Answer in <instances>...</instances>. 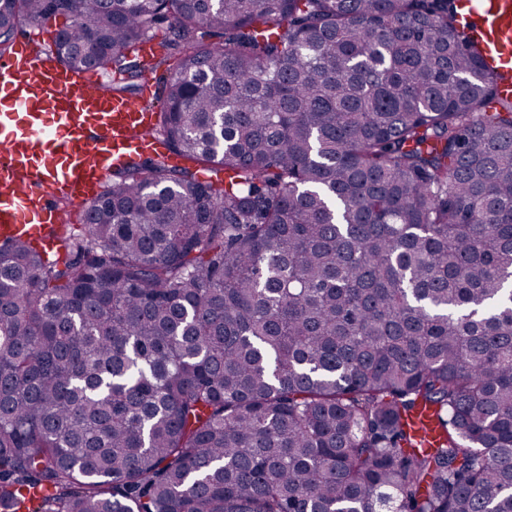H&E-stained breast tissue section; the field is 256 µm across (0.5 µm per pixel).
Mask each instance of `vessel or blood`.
<instances>
[{
  "mask_svg": "<svg viewBox=\"0 0 512 512\" xmlns=\"http://www.w3.org/2000/svg\"><path fill=\"white\" fill-rule=\"evenodd\" d=\"M512 95V0H458ZM145 100L113 94L23 37L0 59V241L44 238L85 214L114 168L166 153Z\"/></svg>",
  "mask_w": 512,
  "mask_h": 512,
  "instance_id": "obj_1",
  "label": "vessel or blood"
}]
</instances>
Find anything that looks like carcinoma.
<instances>
[{
  "instance_id": "carcinoma-1",
  "label": "carcinoma",
  "mask_w": 512,
  "mask_h": 512,
  "mask_svg": "<svg viewBox=\"0 0 512 512\" xmlns=\"http://www.w3.org/2000/svg\"><path fill=\"white\" fill-rule=\"evenodd\" d=\"M157 126L0 243V512H512V97L456 0H0ZM433 411L434 447L407 418ZM169 38H171L170 20H166L156 26L155 31L149 39L153 40L158 46L154 60L168 58L167 64L173 67L175 64L174 50L169 45Z\"/></svg>"
}]
</instances>
